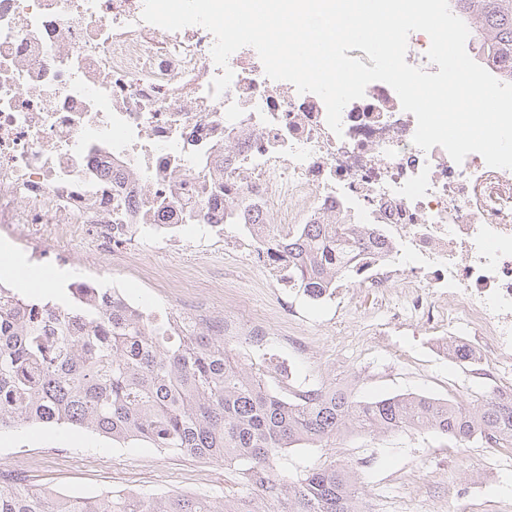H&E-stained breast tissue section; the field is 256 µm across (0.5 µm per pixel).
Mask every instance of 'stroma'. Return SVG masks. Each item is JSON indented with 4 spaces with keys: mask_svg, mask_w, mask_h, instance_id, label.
<instances>
[{
    "mask_svg": "<svg viewBox=\"0 0 512 512\" xmlns=\"http://www.w3.org/2000/svg\"><path fill=\"white\" fill-rule=\"evenodd\" d=\"M140 258L151 268L153 280L112 263L103 255L98 264L106 280L117 282L130 298L163 310L161 291L168 274L182 270L200 298L224 303V278L239 275L235 258L225 255L218 239H195L185 251L164 250L154 241H142ZM239 285L251 296L250 305L269 313L267 347L271 353L295 359L300 371L316 376L327 386L348 387L360 398L419 393L437 398L473 401L479 398L477 380L469 366L438 360L422 344L423 331L409 330L390 337V349L364 341L362 317L369 307L359 292L349 294L342 309L310 307L308 333L323 337L307 355L295 356L275 337L288 323L270 290L262 288L259 272L240 275ZM488 445L473 442L458 446L450 437L433 431H399L380 437L352 434L322 446L289 448L276 460L280 475L296 478L334 460L352 465L359 473L360 492L369 512H423L432 503L449 507L460 491L481 496L482 512H501L512 503V448L500 449L506 470L489 473ZM25 454L27 485L63 493L95 495L104 491L167 494L173 491L212 498L253 496L246 465L193 458L144 443L116 444L78 427L26 426L0 433V466L16 454Z\"/></svg>",
    "mask_w": 512,
    "mask_h": 512,
    "instance_id": "1",
    "label": "stroma"
}]
</instances>
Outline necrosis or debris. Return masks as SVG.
<instances>
[{"instance_id":"1","label":"necrosis or debris","mask_w":512,"mask_h":512,"mask_svg":"<svg viewBox=\"0 0 512 512\" xmlns=\"http://www.w3.org/2000/svg\"><path fill=\"white\" fill-rule=\"evenodd\" d=\"M142 10L143 0H0V227L28 263L65 266L48 224L83 236L88 259L124 263L140 240L170 246L194 226L285 300L299 290L278 240L357 224L362 248L313 303L362 290L395 329L425 330L434 355L462 341L484 396L512 394V170L415 146L416 119L383 82L344 108L334 133L323 101L269 79L250 47L230 56L233 80L215 94L211 32L168 31ZM184 281L171 276L182 331L248 348L264 334L266 312H245L234 280L220 307Z\"/></svg>"}]
</instances>
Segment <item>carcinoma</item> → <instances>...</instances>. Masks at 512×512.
<instances>
[{
    "label": "carcinoma",
    "instance_id": "carcinoma-1",
    "mask_svg": "<svg viewBox=\"0 0 512 512\" xmlns=\"http://www.w3.org/2000/svg\"><path fill=\"white\" fill-rule=\"evenodd\" d=\"M452 2L463 15L479 4L477 57L492 53L512 65V0ZM354 229L313 224L284 242L288 275L299 288L315 294L342 271L361 246ZM34 424L79 426L116 443L247 463L258 495L247 502L188 493L85 496L0 485V512H268L267 503L277 505L274 512H363L350 465L287 480L275 474V459L293 446L402 429L511 448L512 397L360 399L346 387H329L287 400L266 388L258 368L233 357L224 337L140 319L102 288L93 301H52L0 318V431Z\"/></svg>",
    "mask_w": 512,
    "mask_h": 512
}]
</instances>
